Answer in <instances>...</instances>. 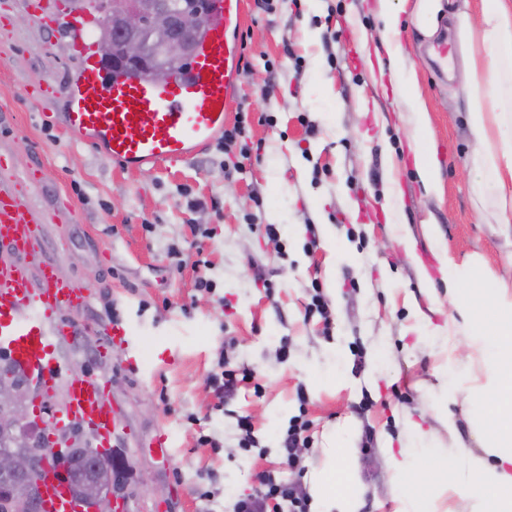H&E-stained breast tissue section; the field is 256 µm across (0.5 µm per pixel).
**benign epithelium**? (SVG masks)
<instances>
[{"label": "benign epithelium", "mask_w": 512, "mask_h": 512, "mask_svg": "<svg viewBox=\"0 0 512 512\" xmlns=\"http://www.w3.org/2000/svg\"><path fill=\"white\" fill-rule=\"evenodd\" d=\"M107 0L111 26L119 40L107 36L101 43L104 65L124 64L131 69H150L165 78L159 54L177 61H193L196 48L190 29L202 23L208 12L205 0ZM35 400L30 381L0 383V512H39L38 489L48 473L64 483L68 494L89 512H113L123 499L121 487L129 478L125 461L93 447L92 438L76 421L47 429L40 416H30ZM25 443L39 446L36 454L15 450ZM83 453L95 461L84 471L76 457Z\"/></svg>", "instance_id": "1"}]
</instances>
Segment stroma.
<instances>
[{
	"label": "stroma",
	"mask_w": 512,
	"mask_h": 512,
	"mask_svg": "<svg viewBox=\"0 0 512 512\" xmlns=\"http://www.w3.org/2000/svg\"><path fill=\"white\" fill-rule=\"evenodd\" d=\"M256 2L243 0L237 34L252 65L235 95L248 113L244 137L137 171L61 125L68 99L55 88L76 65L64 33L70 13L59 9L48 26L30 0H0V185L38 225L41 247L18 261L33 274L53 262L89 298L71 317L93 335L61 341L56 355L108 382L127 427L117 446L134 472L128 512H200L201 487L218 489L214 512H229L258 491L262 472L307 486L331 434L358 450L360 512H396L386 458L404 447L407 422L435 442L416 489L452 471L440 450L448 435L421 397L444 360L431 330L455 315L435 303L446 288L435 246L459 264L512 269V229L490 223L471 190L459 79L467 47L451 12L429 36L413 23L417 0H399L406 73L422 89L442 178L430 194L413 165L411 106L378 40L379 0H278L271 13ZM437 38L454 47L444 75L432 62ZM245 145L262 151L242 157ZM391 176L411 260L389 239ZM267 224L280 226L279 242L265 236ZM202 274L211 290L197 288ZM317 292L330 321L306 314ZM112 304L138 344V370L127 367L126 347L100 333ZM221 356L254 373L253 386L222 405L209 385ZM241 415L256 448L239 446ZM298 415L313 444L294 470L282 441ZM161 430L163 455L148 447ZM202 435L215 446L199 445ZM141 471L151 486L137 483Z\"/></svg>",
	"instance_id": "1"
}]
</instances>
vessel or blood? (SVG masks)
I'll return each mask as SVG.
<instances>
[{"label": "vessel or blood", "mask_w": 512, "mask_h": 512, "mask_svg": "<svg viewBox=\"0 0 512 512\" xmlns=\"http://www.w3.org/2000/svg\"><path fill=\"white\" fill-rule=\"evenodd\" d=\"M212 5L194 61L163 83L138 75L105 76L84 21L72 20L66 35L78 66L65 89L69 106L63 123L69 133L135 170L186 160L210 144L224 130L240 79L233 34L241 22L242 0H213ZM26 222L11 193L0 188V245L22 251ZM83 299L52 266H44L37 288L25 275L0 269V352L38 380H63L67 413L94 430L99 447L108 448L120 423L103 402L102 383L75 373L55 356L58 337L83 330L63 316ZM41 500L43 512H84L52 476L42 486Z\"/></svg>", "instance_id": "obj_1"}]
</instances>
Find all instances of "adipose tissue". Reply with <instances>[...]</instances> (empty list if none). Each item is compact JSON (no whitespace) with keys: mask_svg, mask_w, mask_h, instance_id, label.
I'll return each instance as SVG.
<instances>
[{"mask_svg":"<svg viewBox=\"0 0 512 512\" xmlns=\"http://www.w3.org/2000/svg\"><path fill=\"white\" fill-rule=\"evenodd\" d=\"M468 44L489 48L491 62L470 55L463 75L475 139L470 166L472 188L482 209L498 217L512 212V6L483 0L477 18L461 17ZM438 261L446 269L448 304L457 319L435 326L447 362H463V380L443 388L433 414L448 434L446 457L454 463L452 480L431 481L427 491L413 489L425 463V449L388 456V470L399 490V512H512V289L478 263L458 267L449 253ZM465 345H458L457 336ZM469 408V426L478 448L457 437L450 410ZM322 462L310 477L312 512H359L362 488L356 450L337 449L328 437Z\"/></svg>","mask_w":512,"mask_h":512,"instance_id":"adipose-tissue-1","label":"adipose tissue"}]
</instances>
